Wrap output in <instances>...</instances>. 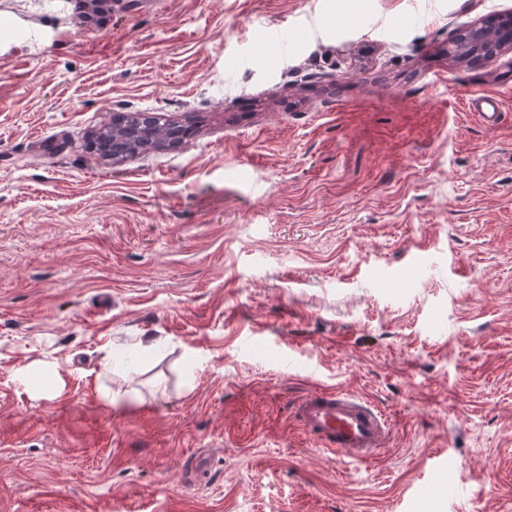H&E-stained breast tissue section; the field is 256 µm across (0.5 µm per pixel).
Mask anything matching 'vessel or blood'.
I'll return each instance as SVG.
<instances>
[{"label": "vessel or blood", "mask_w": 512, "mask_h": 512, "mask_svg": "<svg viewBox=\"0 0 512 512\" xmlns=\"http://www.w3.org/2000/svg\"><path fill=\"white\" fill-rule=\"evenodd\" d=\"M294 414L317 445L358 461L371 460L388 446L392 434L383 411L342 389L307 394L296 403Z\"/></svg>", "instance_id": "1"}]
</instances>
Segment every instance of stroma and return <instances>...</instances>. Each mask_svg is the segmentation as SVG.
<instances>
[{
	"label": "stroma",
	"instance_id": "35a3bbf8",
	"mask_svg": "<svg viewBox=\"0 0 512 512\" xmlns=\"http://www.w3.org/2000/svg\"><path fill=\"white\" fill-rule=\"evenodd\" d=\"M76 2L0 0V512H512V53L447 54L512 0ZM140 113L144 115L151 114L149 112ZM152 113L153 114L149 116L143 117L141 114H139V112H132L125 117H121L112 121V123L108 124L107 126H104L95 134L90 143L91 149L103 157L106 156L107 154H111L107 151L106 148L113 137L112 133L118 131L121 124L135 125L140 124L142 122L147 123L156 132L157 136L153 140H150L148 142V145L140 148L139 151L145 148L163 149L171 146L172 143H168L167 139L164 136V133L167 130L171 129L172 123L165 117V115L156 112ZM294 414L317 445L357 461L371 460L388 446L392 434L383 411L343 389L307 394L296 403Z\"/></svg>",
	"mask_w": 512,
	"mask_h": 512
}]
</instances>
